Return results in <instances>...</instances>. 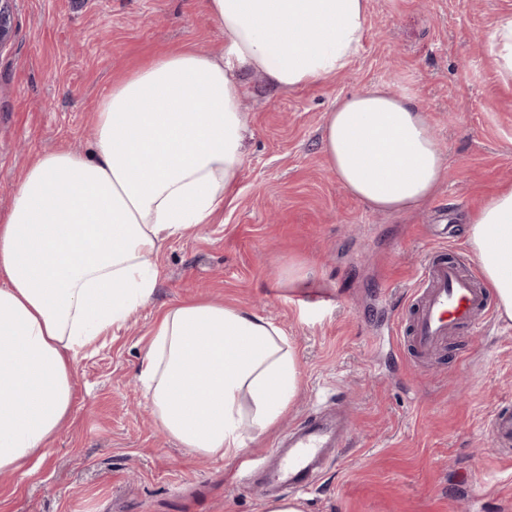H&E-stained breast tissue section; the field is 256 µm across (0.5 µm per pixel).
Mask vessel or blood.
I'll return each instance as SVG.
<instances>
[{
    "label": "vessel or blood",
    "mask_w": 512,
    "mask_h": 512,
    "mask_svg": "<svg viewBox=\"0 0 512 512\" xmlns=\"http://www.w3.org/2000/svg\"><path fill=\"white\" fill-rule=\"evenodd\" d=\"M409 337L417 354L432 352L448 335L476 329L488 308L487 292L472 268L443 256L428 258L421 280L410 296ZM344 412L321 414L293 428L276 454L271 479L278 489H308L315 476L338 457L346 436ZM490 429L501 443L512 442V412L501 410L490 418Z\"/></svg>",
    "instance_id": "1"
}]
</instances>
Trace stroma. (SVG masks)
<instances>
[{"label":"stroma","instance_id":"35a3bbf8","mask_svg":"<svg viewBox=\"0 0 512 512\" xmlns=\"http://www.w3.org/2000/svg\"><path fill=\"white\" fill-rule=\"evenodd\" d=\"M512 0H369L363 45L297 90L250 79L239 180L211 223L173 239L151 299L75 361L72 411L28 475H0V512H263L244 483L298 423L338 405L348 444L304 496L307 512H512V449L488 419L512 407V325L490 316L417 359L402 328L430 252L472 259L469 215L512 186V79L491 50ZM0 51V214L39 154L87 151L114 81L160 52L224 48L206 0H14ZM383 86L413 99L446 177L420 208L371 212L320 149L337 100ZM205 297L279 325L299 392L242 455L203 456L157 424L139 371L160 314ZM325 299L320 308L311 298ZM481 476L482 493L470 481Z\"/></svg>","mask_w":512,"mask_h":512}]
</instances>
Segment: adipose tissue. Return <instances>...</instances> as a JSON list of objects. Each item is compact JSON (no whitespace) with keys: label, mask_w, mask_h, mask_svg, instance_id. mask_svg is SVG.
<instances>
[{"label":"adipose tissue","mask_w":512,"mask_h":512,"mask_svg":"<svg viewBox=\"0 0 512 512\" xmlns=\"http://www.w3.org/2000/svg\"><path fill=\"white\" fill-rule=\"evenodd\" d=\"M369 0H207L224 51L161 54L115 82L91 153L59 149L24 170L0 216V472H22L71 414L74 362L146 303L166 244L210 223L243 164L244 74L281 90L344 70ZM321 151L369 209L407 212L446 177L428 117L380 87L337 101ZM467 243L499 318L512 322V187L471 215ZM139 378L182 447L237 456L275 427L299 384L285 332L199 298L157 320Z\"/></svg>","instance_id":"obj_1"}]
</instances>
